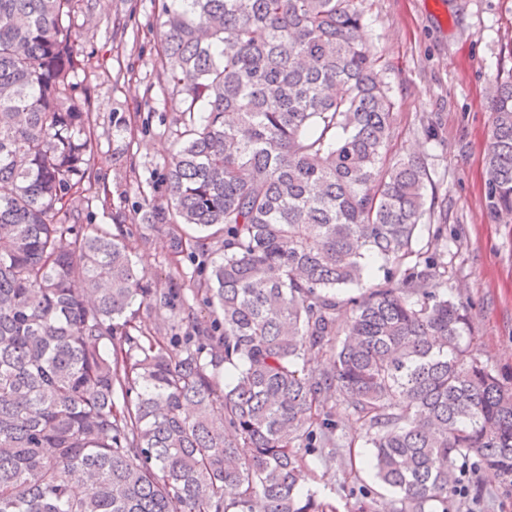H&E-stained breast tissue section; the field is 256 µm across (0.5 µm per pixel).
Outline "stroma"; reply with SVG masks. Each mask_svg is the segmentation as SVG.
I'll return each instance as SVG.
<instances>
[{"label": "stroma", "mask_w": 512, "mask_h": 512, "mask_svg": "<svg viewBox=\"0 0 512 512\" xmlns=\"http://www.w3.org/2000/svg\"><path fill=\"white\" fill-rule=\"evenodd\" d=\"M163 0H80L71 36L85 65L77 81L89 99L94 151L92 184L84 186L83 223L122 227L125 243L153 294L136 320L161 343L187 335L189 317L210 319L198 271L221 250L222 235L196 250L182 225L157 224L169 199L167 171L179 127L177 99L163 68ZM364 37L380 58L394 103L393 150L427 164L430 223L445 224L448 296L464 304L471 346L497 373H512V226L491 212L484 158L493 114L488 89L512 70V0H360ZM174 294L166 305L165 294ZM333 419L338 434L356 438L354 469L299 449L310 489L336 512H350L349 490L366 487L376 506L393 498L368 463L370 445L346 405ZM468 496L451 495L449 512H512V484L475 469Z\"/></svg>", "instance_id": "stroma-1"}]
</instances>
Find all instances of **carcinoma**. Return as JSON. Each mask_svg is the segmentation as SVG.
<instances>
[{
  "mask_svg": "<svg viewBox=\"0 0 512 512\" xmlns=\"http://www.w3.org/2000/svg\"><path fill=\"white\" fill-rule=\"evenodd\" d=\"M75 2L0 0V512H333L297 448L336 458L340 401L389 512H448L470 457L512 481V375L438 292L448 225L422 223L426 164L390 155L358 0L164 6L180 126L156 219L200 248L224 234L199 284L213 320L170 348L130 334L152 290L122 234L70 222L93 150ZM490 109L487 199L512 216V72Z\"/></svg>",
  "mask_w": 512,
  "mask_h": 512,
  "instance_id": "carcinoma-1",
  "label": "carcinoma"
}]
</instances>
